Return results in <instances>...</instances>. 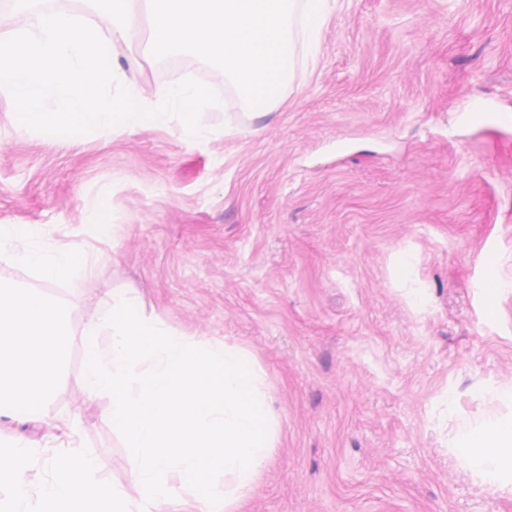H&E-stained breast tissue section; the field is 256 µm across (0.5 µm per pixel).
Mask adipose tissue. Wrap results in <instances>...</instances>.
<instances>
[{"label":"adipose tissue","instance_id":"1","mask_svg":"<svg viewBox=\"0 0 512 512\" xmlns=\"http://www.w3.org/2000/svg\"><path fill=\"white\" fill-rule=\"evenodd\" d=\"M47 282L87 275L85 240L60 241L40 224H0V252ZM69 347L66 311L37 290L0 281V416L39 410ZM449 446L474 479L512 498V417L486 413L457 424Z\"/></svg>","mask_w":512,"mask_h":512}]
</instances>
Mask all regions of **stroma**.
Masks as SVG:
<instances>
[{"label":"stroma","instance_id":"1","mask_svg":"<svg viewBox=\"0 0 512 512\" xmlns=\"http://www.w3.org/2000/svg\"><path fill=\"white\" fill-rule=\"evenodd\" d=\"M126 68L146 96L188 77L213 88L201 124L217 136L22 138L0 99V224L62 241L121 227L88 236L93 271L65 286L0 255V280L61 302L72 339L45 407L0 419L38 454L29 496L54 453L85 446L99 479L138 498L82 343L134 289L146 314L267 371L277 438L245 512H512L446 445L458 417L492 410L484 390L512 383V287L485 294L490 258L512 280V119L466 118L512 116V0H338L264 116L199 58Z\"/></svg>","mask_w":512,"mask_h":512}]
</instances>
